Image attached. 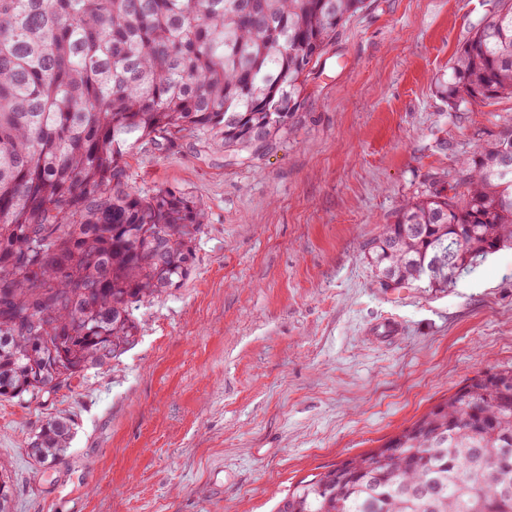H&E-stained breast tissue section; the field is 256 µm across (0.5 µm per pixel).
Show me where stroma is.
Listing matches in <instances>:
<instances>
[{
    "mask_svg": "<svg viewBox=\"0 0 512 512\" xmlns=\"http://www.w3.org/2000/svg\"><path fill=\"white\" fill-rule=\"evenodd\" d=\"M498 0H367L313 67L288 133L236 163L193 139L129 155L130 187L206 213L179 288L137 343L39 399L0 400L13 512H273L290 485L380 446L512 365V247L448 291L375 288L366 244L400 202L512 132V97L454 112L440 81ZM394 320L396 339L371 325ZM75 425L67 457L25 443ZM73 424V421L65 416L47 419L30 438L31 458L40 465L64 460L70 448Z\"/></svg>",
    "mask_w": 512,
    "mask_h": 512,
    "instance_id": "obj_1",
    "label": "stroma"
}]
</instances>
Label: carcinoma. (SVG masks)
Masks as SVG:
<instances>
[{
  "instance_id": "cac0c4a2",
  "label": "carcinoma",
  "mask_w": 512,
  "mask_h": 512,
  "mask_svg": "<svg viewBox=\"0 0 512 512\" xmlns=\"http://www.w3.org/2000/svg\"><path fill=\"white\" fill-rule=\"evenodd\" d=\"M473 28L444 83L457 112L512 96V0ZM366 0H0V400L119 358L132 305L180 288L205 224L126 181L136 148L195 138L255 160L288 134L306 77ZM512 134L435 180L367 243L376 287L441 292L512 245ZM73 421L33 433L65 459ZM13 486L0 470V512ZM276 512H512V367L468 380L380 447L299 480Z\"/></svg>"
}]
</instances>
